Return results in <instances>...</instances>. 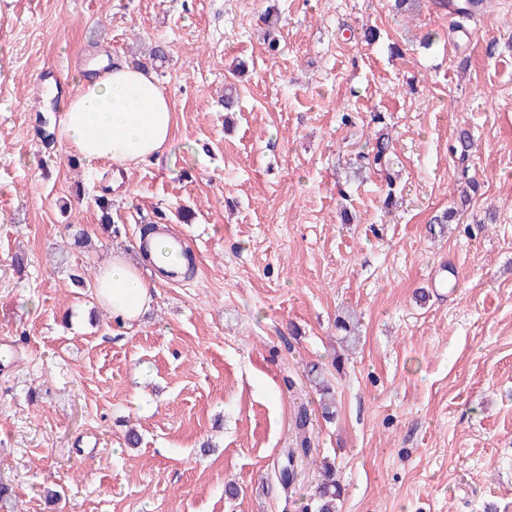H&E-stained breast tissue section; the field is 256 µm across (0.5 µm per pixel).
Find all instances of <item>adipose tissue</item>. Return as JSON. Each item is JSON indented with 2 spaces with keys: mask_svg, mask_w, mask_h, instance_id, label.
I'll use <instances>...</instances> for the list:
<instances>
[{
  "mask_svg": "<svg viewBox=\"0 0 512 512\" xmlns=\"http://www.w3.org/2000/svg\"><path fill=\"white\" fill-rule=\"evenodd\" d=\"M174 127L173 103L153 72L127 63L82 79L59 131L84 159L124 165L160 162ZM94 290L122 324L138 322L155 300L146 267L120 255L98 269Z\"/></svg>",
  "mask_w": 512,
  "mask_h": 512,
  "instance_id": "ef3b65f1",
  "label": "adipose tissue"
}]
</instances>
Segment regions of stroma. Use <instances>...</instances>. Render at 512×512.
<instances>
[{"label":"stroma","mask_w":512,"mask_h":512,"mask_svg":"<svg viewBox=\"0 0 512 512\" xmlns=\"http://www.w3.org/2000/svg\"><path fill=\"white\" fill-rule=\"evenodd\" d=\"M485 2L465 36L439 0H0V512H303L314 474L287 493L275 477L303 403L340 512H512V0ZM102 57L147 64L176 114L160 164L114 192L44 95ZM376 112L392 207L355 164ZM147 224L195 268L124 327L73 278ZM340 316L360 342L336 371ZM308 380L319 396L323 416L328 420L333 419L336 412V395L333 386L324 377L323 368L312 365L308 370Z\"/></svg>","instance_id":"1"}]
</instances>
